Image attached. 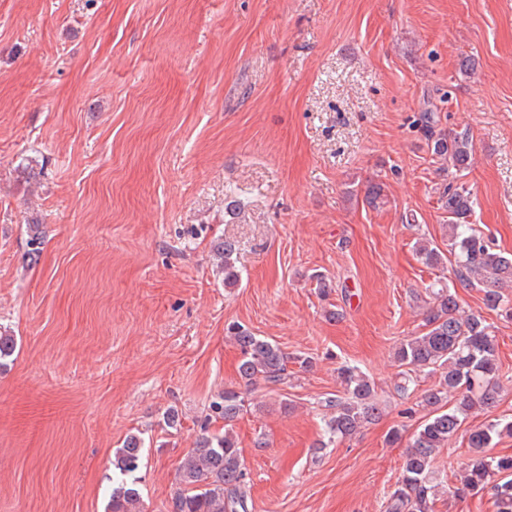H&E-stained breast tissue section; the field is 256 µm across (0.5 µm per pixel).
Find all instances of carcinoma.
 <instances>
[{
  "label": "carcinoma",
  "instance_id": "1",
  "mask_svg": "<svg viewBox=\"0 0 512 512\" xmlns=\"http://www.w3.org/2000/svg\"><path fill=\"white\" fill-rule=\"evenodd\" d=\"M428 148L443 162L439 171L448 173L441 202L448 214V250L427 239L416 244V254L427 268L435 270L454 263L459 280L483 292L485 309L512 314V299L503 286L512 284V254L494 247L470 224L473 201L469 192L455 185L470 166L474 150L466 133L427 130ZM363 202L377 208L384 203L382 183L368 181ZM236 245L230 240L218 247L217 268L224 273V286L241 279L236 266ZM229 338L238 348L239 386L224 389L210 404L214 417L224 421V432H202L195 446L181 461L167 512H249L246 484L248 473L234 432V422L246 407V398L261 383L278 385L285 379L288 363L303 371L313 367L312 358L292 356L278 344L234 324ZM14 337L0 332V369L14 355ZM392 357L401 368L395 383L397 394L416 390L417 374L436 377L421 391L418 406L426 410L423 423L409 436L401 475L390 492L387 512H439L446 505L448 479L434 470L438 453L459 434L475 408L494 406L499 394V362L496 337L484 316L467 313L456 293L444 285L431 292L422 312V330L395 344ZM343 395L325 401L329 415L323 438L313 446V455L334 442L351 438L381 415L375 385L354 366L339 369ZM512 436V419H494L466 432L470 458L454 475L453 494L458 498L487 493L495 512H512V456H493V441ZM144 439L128 434L112 461V491L109 512H143L137 472L143 461Z\"/></svg>",
  "mask_w": 512,
  "mask_h": 512
}]
</instances>
